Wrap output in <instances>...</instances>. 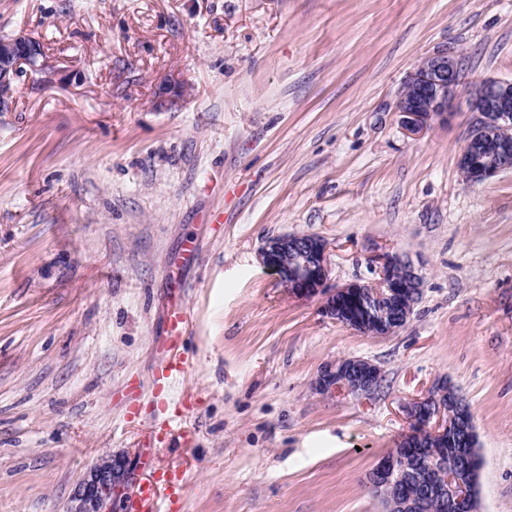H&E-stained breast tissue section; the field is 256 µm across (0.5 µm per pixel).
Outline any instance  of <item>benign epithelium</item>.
<instances>
[{
    "label": "benign epithelium",
    "mask_w": 512,
    "mask_h": 512,
    "mask_svg": "<svg viewBox=\"0 0 512 512\" xmlns=\"http://www.w3.org/2000/svg\"><path fill=\"white\" fill-rule=\"evenodd\" d=\"M39 74L46 61L41 47L31 37L19 34L0 40V112L8 110L14 82L22 66ZM462 86L457 59L446 51L425 57L405 80L397 100L401 126L417 136L450 116V104ZM471 127L458 160L466 182L475 185L512 170V79L487 78L470 91ZM327 243L314 235H278L266 240L260 258L297 297L326 295L324 313L336 322L367 336L393 334L395 324L387 319V304L405 302L411 315L421 295L422 277L413 263L398 253L380 257L379 278L373 282H351L327 288ZM380 368L368 360L347 358L321 370L316 387L326 394L370 396L381 382ZM461 395L442 381L424 396L402 405L409 421L403 436L407 452L422 463L425 444L467 443L459 475L447 474L435 494L448 512H481L477 481L482 465L475 429L463 427ZM408 460L384 456L369 473L371 489L389 488V512L403 508L392 493L396 472ZM133 469L122 457L106 456L86 473L73 495L70 512H132L130 493Z\"/></svg>",
    "instance_id": "1"
}]
</instances>
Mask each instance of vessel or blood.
<instances>
[{"instance_id": "1", "label": "vessel or blood", "mask_w": 512, "mask_h": 512, "mask_svg": "<svg viewBox=\"0 0 512 512\" xmlns=\"http://www.w3.org/2000/svg\"><path fill=\"white\" fill-rule=\"evenodd\" d=\"M172 336L165 347L153 380V388L157 390L159 399L163 400L156 426L159 430L169 432L180 424L181 419L170 412V405L179 403L183 397L181 389L186 379L189 365L179 353L178 345L185 334V314L182 310H174L170 316ZM184 487L182 478L155 477L153 481L141 486L136 504V512H158L157 501L159 489H166L170 498L180 496Z\"/></svg>"}]
</instances>
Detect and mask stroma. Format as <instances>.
<instances>
[{
  "label": "stroma",
  "instance_id": "stroma-1",
  "mask_svg": "<svg viewBox=\"0 0 512 512\" xmlns=\"http://www.w3.org/2000/svg\"><path fill=\"white\" fill-rule=\"evenodd\" d=\"M48 62L0 112V512H68L102 456L185 477L181 512H382L366 478L449 380L512 512V171L467 185V86L512 78V0H0ZM461 65L448 123L406 135L405 77ZM328 244V285L412 261L404 326L365 336L288 293L265 241ZM186 312L183 417L153 427ZM379 366L369 398L320 369ZM381 381L382 374L377 365L360 358H347L324 367L318 375L316 387L331 395L371 396L374 385Z\"/></svg>",
  "mask_w": 512,
  "mask_h": 512
}]
</instances>
